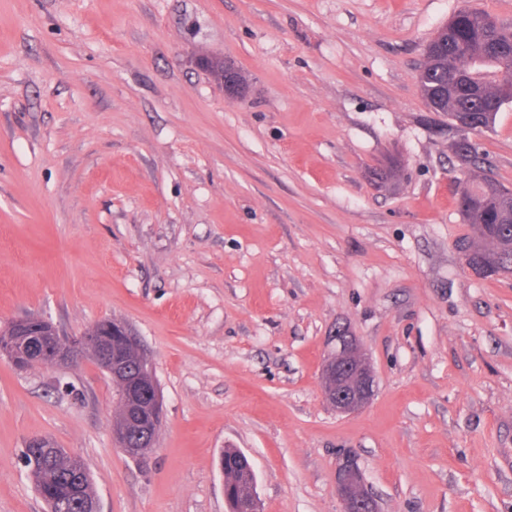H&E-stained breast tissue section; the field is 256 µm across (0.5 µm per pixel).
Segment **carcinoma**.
I'll use <instances>...</instances> for the list:
<instances>
[{
  "label": "carcinoma",
  "instance_id": "1",
  "mask_svg": "<svg viewBox=\"0 0 512 512\" xmlns=\"http://www.w3.org/2000/svg\"><path fill=\"white\" fill-rule=\"evenodd\" d=\"M491 15L465 9L451 18L450 31L425 53L426 62L419 84L431 111L443 115L463 112L478 125H492L506 100L497 98V83L484 87L474 84L471 73L504 68L512 72V37L487 27ZM458 159L477 165L478 148L455 144ZM482 182L470 188L468 198H459L458 207L465 222L479 233L471 245L479 250L501 252L504 266L512 269V213L504 210ZM22 457L29 462L28 474L49 512H63L61 505L71 501L75 484L83 495L94 493L89 472L75 476L76 462L64 455H51L43 448H27ZM224 461V497L228 510L244 506L255 489V476L249 473L245 455L236 448H226Z\"/></svg>",
  "mask_w": 512,
  "mask_h": 512
}]
</instances>
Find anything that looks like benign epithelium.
<instances>
[{"label": "benign epithelium", "mask_w": 512, "mask_h": 512, "mask_svg": "<svg viewBox=\"0 0 512 512\" xmlns=\"http://www.w3.org/2000/svg\"><path fill=\"white\" fill-rule=\"evenodd\" d=\"M448 130L458 134V139L474 145L468 133L474 130L470 118L455 114L448 122ZM122 336L127 346H140L138 337L118 321H104L92 326L81 336L64 338L48 321L39 325L24 318L11 322L0 330V353L5 354L18 367L36 365L72 366L84 354L97 356L98 364L117 385V396L129 404L134 414L142 417L146 413L162 415L159 387L154 377L134 375L120 379L125 371V359L112 350L106 336ZM331 348L322 366L323 395L327 403L338 414H351L364 408L374 397L376 381L369 358L358 338L346 326L336 327L335 335L329 337ZM117 447L131 458L141 456L145 449L128 437L124 428H113ZM336 489L343 504V512H379L376 499L366 484L357 459L346 454L336 466Z\"/></svg>", "instance_id": "1"}]
</instances>
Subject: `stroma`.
Masks as SVG:
<instances>
[{
  "instance_id": "35a3bbf8",
  "label": "stroma",
  "mask_w": 512,
  "mask_h": 512,
  "mask_svg": "<svg viewBox=\"0 0 512 512\" xmlns=\"http://www.w3.org/2000/svg\"><path fill=\"white\" fill-rule=\"evenodd\" d=\"M467 8L512 24V0H0V327L126 322L164 411L129 458L92 356H0V512H46L21 461L40 436L102 512H226L227 448L262 512H341L345 453L380 512H512V275L467 269L456 204L512 188V104L474 168L418 85ZM340 325L377 380L350 415L322 396Z\"/></svg>"
}]
</instances>
